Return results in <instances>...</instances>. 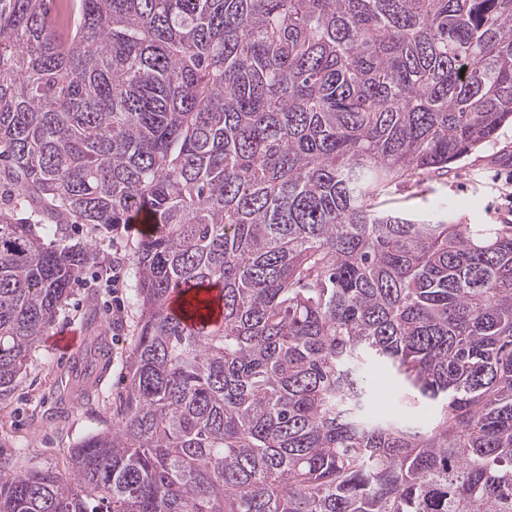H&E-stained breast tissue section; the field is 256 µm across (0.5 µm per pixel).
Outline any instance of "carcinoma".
<instances>
[{
    "label": "carcinoma",
    "instance_id": "1",
    "mask_svg": "<svg viewBox=\"0 0 512 512\" xmlns=\"http://www.w3.org/2000/svg\"><path fill=\"white\" fill-rule=\"evenodd\" d=\"M508 124L512 0H0V400L149 225L120 420L0 512H512V224L379 206ZM380 366L381 364L369 359L363 368V374L367 376L371 398L374 396L370 406L372 416L381 417L401 411L411 423L426 424L430 422L432 409L423 406L412 393L404 389L390 373Z\"/></svg>",
    "mask_w": 512,
    "mask_h": 512
}]
</instances>
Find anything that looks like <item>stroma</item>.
Listing matches in <instances>:
<instances>
[{"mask_svg":"<svg viewBox=\"0 0 512 512\" xmlns=\"http://www.w3.org/2000/svg\"><path fill=\"white\" fill-rule=\"evenodd\" d=\"M438 200L469 224L512 221V127L503 128L495 143L458 162L456 175L427 180L413 189L399 188L391 194L389 205L421 212ZM67 233L71 243L90 246L96 260L72 284L51 331L33 347L14 390L0 400V466L16 472L45 467L67 471L72 448L118 421L126 393L140 320L138 273L132 256L141 231L135 224L111 232L72 224ZM116 258L123 264L125 305L117 318L112 315V261ZM66 328L102 338L108 347L101 380L85 396L76 390L74 356L52 345L54 332ZM363 373L373 397L372 416L399 411L411 423L430 422L432 409L423 406L379 363L366 361Z\"/></svg>","mask_w":512,"mask_h":512,"instance_id":"1","label":"stroma"}]
</instances>
